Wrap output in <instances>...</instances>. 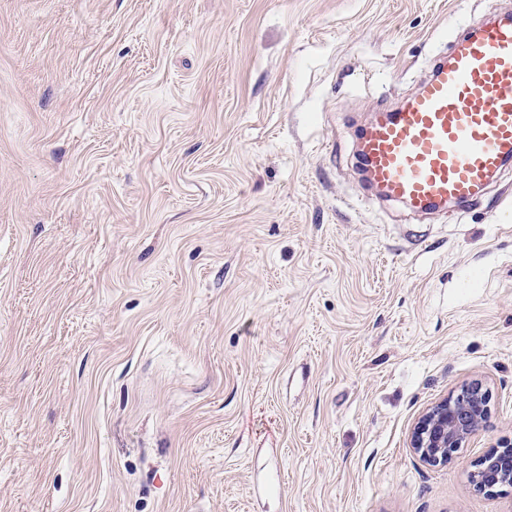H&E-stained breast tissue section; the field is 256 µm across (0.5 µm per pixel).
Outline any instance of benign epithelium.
<instances>
[{
	"label": "benign epithelium",
	"mask_w": 512,
	"mask_h": 512,
	"mask_svg": "<svg viewBox=\"0 0 512 512\" xmlns=\"http://www.w3.org/2000/svg\"><path fill=\"white\" fill-rule=\"evenodd\" d=\"M487 415V394L482 384L465 385L420 418L411 437V448L428 465L445 466L480 429ZM511 483L512 440H509L482 459L473 474V485L479 491L490 492Z\"/></svg>",
	"instance_id": "1"
}]
</instances>
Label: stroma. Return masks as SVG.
<instances>
[{
    "instance_id": "35a3bbf8",
    "label": "stroma",
    "mask_w": 512,
    "mask_h": 512,
    "mask_svg": "<svg viewBox=\"0 0 512 512\" xmlns=\"http://www.w3.org/2000/svg\"><path fill=\"white\" fill-rule=\"evenodd\" d=\"M512 0H0V512H512V166L411 215L361 128ZM481 382L443 467L419 418ZM473 485L479 491L491 492L496 486L512 483V440L493 449L473 474Z\"/></svg>"
}]
</instances>
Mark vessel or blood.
Instances as JSON below:
<instances>
[{
	"label": "vessel or blood",
	"mask_w": 512,
	"mask_h": 512,
	"mask_svg": "<svg viewBox=\"0 0 512 512\" xmlns=\"http://www.w3.org/2000/svg\"><path fill=\"white\" fill-rule=\"evenodd\" d=\"M367 184L426 214L467 211L512 165V20L457 36L416 93L360 134Z\"/></svg>",
	"instance_id": "b4317fda"
}]
</instances>
